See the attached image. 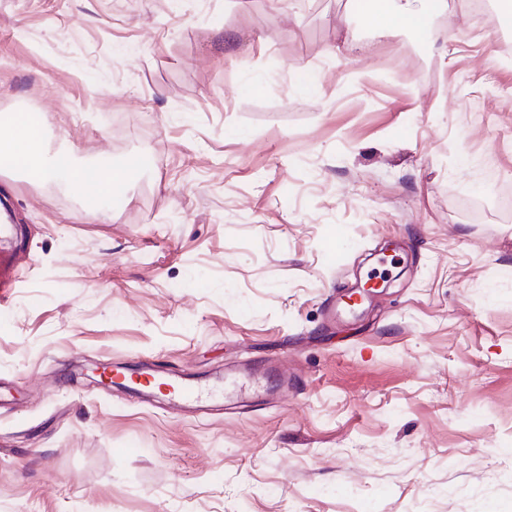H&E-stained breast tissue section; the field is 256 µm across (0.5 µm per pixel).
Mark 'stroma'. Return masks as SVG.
Masks as SVG:
<instances>
[{"instance_id":"35a3bbf8","label":"stroma","mask_w":512,"mask_h":512,"mask_svg":"<svg viewBox=\"0 0 512 512\" xmlns=\"http://www.w3.org/2000/svg\"><path fill=\"white\" fill-rule=\"evenodd\" d=\"M351 2L0 0V113L151 160L0 174V512H512V50ZM116 364L256 379L173 410Z\"/></svg>"}]
</instances>
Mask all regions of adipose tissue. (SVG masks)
<instances>
[{"instance_id":"1","label":"adipose tissue","mask_w":512,"mask_h":512,"mask_svg":"<svg viewBox=\"0 0 512 512\" xmlns=\"http://www.w3.org/2000/svg\"><path fill=\"white\" fill-rule=\"evenodd\" d=\"M371 28L389 31L404 28L420 31L424 12L447 11V0H364ZM0 167L20 170L33 180L64 182L76 194L104 202L124 187L133 164L120 168L90 170L77 167L69 152L46 156L41 127L29 113L0 114Z\"/></svg>"}]
</instances>
